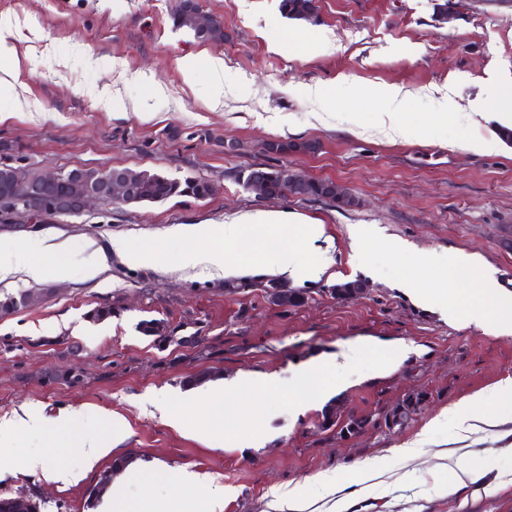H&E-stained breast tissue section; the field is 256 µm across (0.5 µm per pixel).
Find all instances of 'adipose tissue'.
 Masks as SVG:
<instances>
[{"label": "adipose tissue", "instance_id": "ef3b65f1", "mask_svg": "<svg viewBox=\"0 0 512 512\" xmlns=\"http://www.w3.org/2000/svg\"><path fill=\"white\" fill-rule=\"evenodd\" d=\"M177 239L184 244L176 258L179 267L201 274L228 272L224 248L228 245L249 241L248 256L239 265V272L255 269L276 271L289 278L317 281L328 275L334 263L332 256L321 254L303 260L284 258L278 251L282 240H293L301 244L321 239L326 228L318 222H297L278 211L244 213L224 224H180L173 230ZM209 237L213 245L205 251L195 250L193 241L199 236ZM128 245L124 239L112 238L109 249L87 248L86 257L80 269H73L67 260L68 243H44L33 239L26 251L12 252L0 248V281L13 283L16 276L28 281L42 280L45 275V260H52L57 279L66 280L73 274L83 279H98L109 266V253H124ZM419 272H449L459 283L460 294L445 298L425 293L417 286L416 279L402 282L403 291L422 305L438 311L449 321H465L482 326L490 333L512 332V296L502 294L493 273L475 256L463 252H428L417 255ZM368 347L360 340L345 343L336 352L303 363L295 368L290 378L282 385L288 403L294 411H301L306 400H324L332 392L342 391L349 381V373ZM326 367L335 368V386L322 385L317 375ZM492 395L498 402V414L493 418H481L475 413L488 395L479 393L459 404L452 413L458 445L449 449L448 458L457 468L455 488L467 487L479 478L472 464L473 449L467 448L466 440L486 428L500 429L502 436L512 435V380L498 384ZM120 436L112 433L96 434L82 439L76 451L81 456L83 468L79 471H58L41 469L46 481L75 483L82 479L85 471L95 467L98 461L115 452ZM358 488L342 492L335 471L320 473L314 480L317 493L306 497L300 488L286 491L273 490L268 503L270 512H355L359 502L372 496L384 487L385 472L379 461L371 460L362 464Z\"/></svg>", "mask_w": 512, "mask_h": 512}]
</instances>
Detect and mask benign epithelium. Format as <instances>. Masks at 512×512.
Returning <instances> with one entry per match:
<instances>
[{
	"mask_svg": "<svg viewBox=\"0 0 512 512\" xmlns=\"http://www.w3.org/2000/svg\"><path fill=\"white\" fill-rule=\"evenodd\" d=\"M136 173L129 169L98 170L93 179L83 170L47 172L26 183L12 179L0 185V209L15 211L36 198L50 214L80 215L103 194L118 204L128 203L137 189Z\"/></svg>",
	"mask_w": 512,
	"mask_h": 512,
	"instance_id": "1",
	"label": "benign epithelium"
}]
</instances>
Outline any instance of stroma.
Returning <instances> with one entry per match:
<instances>
[{"mask_svg":"<svg viewBox=\"0 0 512 512\" xmlns=\"http://www.w3.org/2000/svg\"><path fill=\"white\" fill-rule=\"evenodd\" d=\"M439 0H316L314 21H293L278 0H199L224 24L221 42L202 43L174 26L172 0H0V20H11V91L0 94V143L15 164L39 172L76 168H131L170 178L202 177L215 191L205 199L178 197L138 207L94 204L80 217L41 222L0 219V246H22L33 236L68 240L70 264L84 247L127 239L102 283L58 281L5 285L0 294L41 293L37 305L0 317V417L33 404L49 419L69 413L68 428H19L0 437V457L42 460L58 470H83L73 443L105 431L122 434L119 456L144 475L128 486L140 500L166 502L169 512H205L209 495H223V512H264L273 488H310L324 471L354 481L360 464L386 461L390 488L361 502L360 512H391L393 498L423 512H512V484L488 496L475 486L441 495L455 473L443 453L453 433L449 413L465 398L488 393L481 410L494 414L492 389L512 379V334L451 324L415 303L400 287L410 266L389 257L384 240L407 242L412 253L461 251L480 257L499 285L512 284V145L488 154L463 150L490 138L497 126L493 97L512 81V0H465L450 22ZM323 50H302L305 35ZM199 64L186 79L183 63ZM224 64L215 75L210 60ZM347 80L364 98L353 107L326 106L317 88ZM399 87L412 128L385 125L376 93ZM447 99L453 114L435 112ZM277 140L314 143L311 152L268 153ZM256 163L288 166L344 186L358 201L329 203L268 199L246 190L240 171ZM278 210L318 221L326 234L306 244L335 264L329 279L301 282L305 305H272L260 290L228 288L221 275L178 268L171 260L180 224H221L243 212ZM377 229L367 253L350 230ZM159 260L146 265L142 250ZM360 280L358 299L338 301L333 285ZM111 306L110 318L88 313ZM145 320L164 323L168 337L143 335ZM363 339L365 355L337 397L345 414L365 420L345 439L325 428L322 404L293 412L280 393L300 363ZM405 342L414 351L382 371L380 350ZM214 369L218 378L243 372L269 375L266 390L245 389L215 400L232 422L250 427L262 417L270 437L239 448L222 427L189 431L171 425L166 410L193 419L210 382L189 375ZM79 372L80 382L69 379ZM410 396L420 407L388 428L382 414ZM418 442L407 460L399 445ZM112 463L102 458L73 484L45 481L41 471L0 479V494H34L43 512H109L106 499L88 494ZM186 467L200 486L171 488L151 470Z\"/></svg>","mask_w":512,"mask_h":512,"instance_id":"stroma-1","label":"stroma"}]
</instances>
